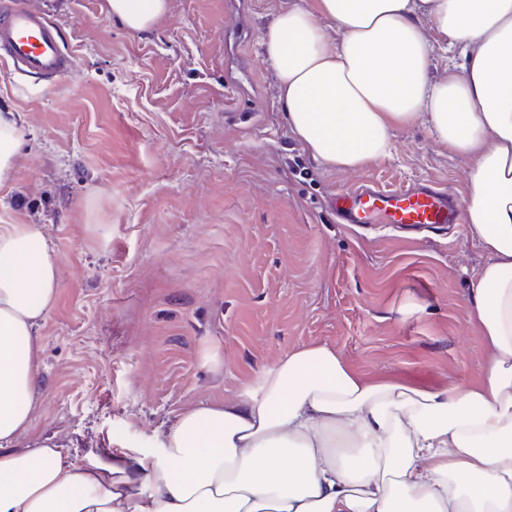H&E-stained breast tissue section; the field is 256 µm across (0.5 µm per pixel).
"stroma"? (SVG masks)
Listing matches in <instances>:
<instances>
[{"label":"stroma","instance_id":"1","mask_svg":"<svg viewBox=\"0 0 512 512\" xmlns=\"http://www.w3.org/2000/svg\"><path fill=\"white\" fill-rule=\"evenodd\" d=\"M300 2L170 0L134 34L104 0H0L41 13L72 55L57 85L0 57V111L23 133L0 225H41L61 269L21 445L50 438L79 464L154 452L180 414L314 344L370 379L451 389L484 369L466 295L485 256L465 226L400 234L328 207L363 181L459 197L467 162L417 122L388 157L321 167L260 46Z\"/></svg>","mask_w":512,"mask_h":512}]
</instances>
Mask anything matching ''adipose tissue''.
<instances>
[{
	"label": "adipose tissue",
	"instance_id": "obj_1",
	"mask_svg": "<svg viewBox=\"0 0 512 512\" xmlns=\"http://www.w3.org/2000/svg\"><path fill=\"white\" fill-rule=\"evenodd\" d=\"M104 12L143 33L169 0ZM427 27L447 44V79L431 74ZM260 43L289 132L326 170L390 156L396 129L420 120L468 161L465 227L486 260L467 319L484 371L450 390L372 380L315 344L237 400L181 414L134 467L80 465L51 440L22 450L59 267L40 225L1 224L0 512H512V0H306ZM21 144L18 115L1 112L0 184Z\"/></svg>",
	"mask_w": 512,
	"mask_h": 512
}]
</instances>
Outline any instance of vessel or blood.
Masks as SVG:
<instances>
[{
	"instance_id": "b4317fda",
	"label": "vessel or blood",
	"mask_w": 512,
	"mask_h": 512,
	"mask_svg": "<svg viewBox=\"0 0 512 512\" xmlns=\"http://www.w3.org/2000/svg\"><path fill=\"white\" fill-rule=\"evenodd\" d=\"M0 54L15 70L58 82L70 52L57 30L37 12L14 8L0 15ZM339 223L386 224L400 229L434 228L458 223V203L432 182L383 189L366 182L336 195L331 203Z\"/></svg>"
}]
</instances>
